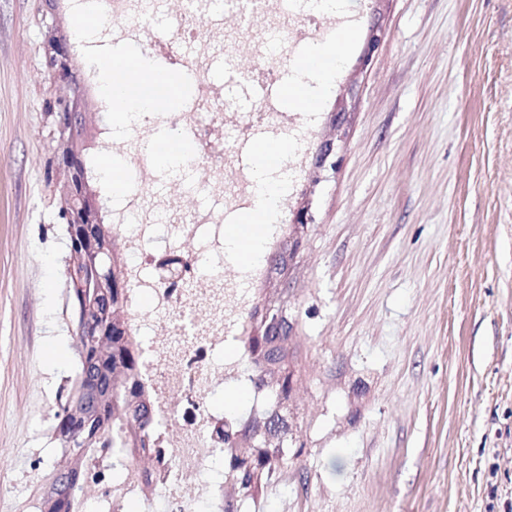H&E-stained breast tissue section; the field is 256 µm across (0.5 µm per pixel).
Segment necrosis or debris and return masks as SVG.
<instances>
[{
  "label": "necrosis or debris",
  "instance_id": "1",
  "mask_svg": "<svg viewBox=\"0 0 512 512\" xmlns=\"http://www.w3.org/2000/svg\"><path fill=\"white\" fill-rule=\"evenodd\" d=\"M209 10V0H195L179 26L180 38L193 42L195 53L168 52L171 73L192 75L193 93L182 111L157 117L189 137L195 158L205 164V182L223 196L225 210L187 208L147 181L110 206L123 244L124 302L139 341L141 376L156 399L155 448L143 464L117 459L108 449L89 461L82 512H123L131 502L142 512H155L159 501L166 512H196L203 503L219 512L224 502L223 482L205 473L224 454L229 421L210 399L244 376L226 359L233 340L226 314L234 301L224 294L218 262L224 255V213L245 205L252 178L237 173L234 191L225 189L223 100L206 64L220 34L206 21ZM230 11L242 23L276 13L296 44L324 32L296 17L294 0H236ZM165 261L176 269L157 277Z\"/></svg>",
  "mask_w": 512,
  "mask_h": 512
}]
</instances>
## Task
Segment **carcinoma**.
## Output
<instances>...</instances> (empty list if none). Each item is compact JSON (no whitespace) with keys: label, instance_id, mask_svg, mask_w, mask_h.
Segmentation results:
<instances>
[{"label":"carcinoma","instance_id":"obj_1","mask_svg":"<svg viewBox=\"0 0 512 512\" xmlns=\"http://www.w3.org/2000/svg\"><path fill=\"white\" fill-rule=\"evenodd\" d=\"M100 243L112 252V277H121L120 251L123 245L110 224L94 225ZM70 262L90 279L99 269L95 255L75 247ZM120 292L112 289V299L87 305L82 289L69 296L76 323L73 336L79 358L73 387L60 398L56 417L68 422L63 436L56 437L59 447L68 448L69 433H78L77 450L66 453V481H52L39 499L38 512H78L84 487L81 476L88 457L100 448L121 451L130 459L148 456L153 451L147 425L153 398L149 388L138 379V340L128 331ZM287 336L243 338L246 373L257 389L267 382L266 375L280 369L286 353L282 343ZM224 473L239 487L262 488L267 472L257 468L224 463Z\"/></svg>","mask_w":512,"mask_h":512}]
</instances>
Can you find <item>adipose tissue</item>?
Here are the masks:
<instances>
[{"label": "adipose tissue", "instance_id": "1", "mask_svg": "<svg viewBox=\"0 0 512 512\" xmlns=\"http://www.w3.org/2000/svg\"><path fill=\"white\" fill-rule=\"evenodd\" d=\"M132 60L137 63L140 78L137 83L127 85L118 80L117 75ZM96 67L102 94L121 108L116 116L118 127L145 123L158 111L162 97L153 86L158 69L150 59L135 56L133 51L129 50L99 58ZM287 160L288 154L283 151L280 152L275 164L257 162L254 171L256 200L253 208L246 212L244 223H278L287 186L283 173Z\"/></svg>", "mask_w": 512, "mask_h": 512}]
</instances>
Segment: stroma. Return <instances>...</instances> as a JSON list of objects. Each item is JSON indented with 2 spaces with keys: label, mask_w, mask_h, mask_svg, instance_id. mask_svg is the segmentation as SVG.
<instances>
[{
  "label": "stroma",
  "mask_w": 512,
  "mask_h": 512,
  "mask_svg": "<svg viewBox=\"0 0 512 512\" xmlns=\"http://www.w3.org/2000/svg\"><path fill=\"white\" fill-rule=\"evenodd\" d=\"M154 2L144 22L157 43L121 22L91 47L72 40L82 78L132 46L168 70L160 44L179 18L171 0ZM215 13L223 44L210 74L236 168H252L258 137L284 139L293 164L288 217L269 228L261 272L222 266L288 320L270 381L290 379V461L255 499L232 483L227 494L238 512H512V0H350L342 17L357 38L328 97L293 108L287 134L266 120L244 135L235 121L281 99L257 81L259 65L273 59L289 82L304 47L288 49L266 19L247 36ZM76 15L62 0H0V512H37L64 462L54 414L77 355L46 52ZM374 24L384 38L363 66ZM337 112L340 163L316 185L313 156L337 138ZM126 173L214 203L202 170ZM307 204L315 223L294 228Z\"/></svg>",
  "instance_id": "obj_1"
}]
</instances>
